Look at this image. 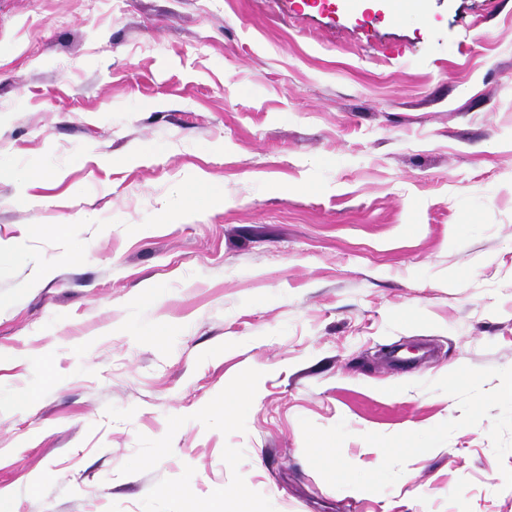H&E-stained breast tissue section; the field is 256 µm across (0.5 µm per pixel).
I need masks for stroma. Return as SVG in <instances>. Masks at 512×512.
<instances>
[{
  "label": "stroma",
  "mask_w": 512,
  "mask_h": 512,
  "mask_svg": "<svg viewBox=\"0 0 512 512\" xmlns=\"http://www.w3.org/2000/svg\"><path fill=\"white\" fill-rule=\"evenodd\" d=\"M391 6L0 0L15 512H512L487 418L381 492L304 455L342 421L376 468L460 417L423 383L512 367V0Z\"/></svg>",
  "instance_id": "35a3bbf8"
}]
</instances>
